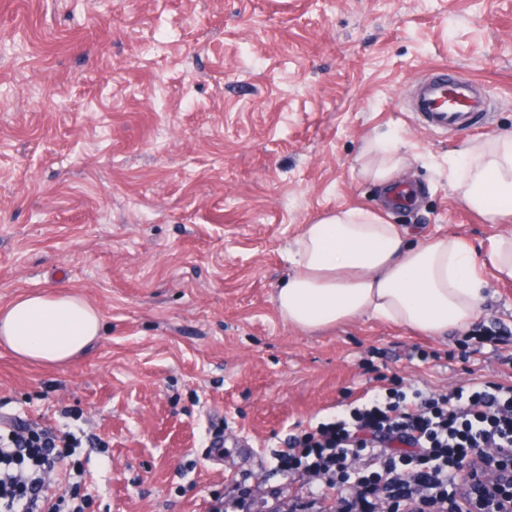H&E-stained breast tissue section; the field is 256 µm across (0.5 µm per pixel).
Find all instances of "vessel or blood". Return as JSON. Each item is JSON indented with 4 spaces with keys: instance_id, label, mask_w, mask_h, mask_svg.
<instances>
[{
    "instance_id": "vessel-or-blood-1",
    "label": "vessel or blood",
    "mask_w": 512,
    "mask_h": 512,
    "mask_svg": "<svg viewBox=\"0 0 512 512\" xmlns=\"http://www.w3.org/2000/svg\"><path fill=\"white\" fill-rule=\"evenodd\" d=\"M411 110L433 130L473 129L488 118L475 82L445 69L431 73L419 86Z\"/></svg>"
}]
</instances>
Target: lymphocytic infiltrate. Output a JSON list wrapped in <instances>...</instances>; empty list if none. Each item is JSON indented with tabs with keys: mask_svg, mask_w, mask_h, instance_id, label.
Masks as SVG:
<instances>
[{
	"mask_svg": "<svg viewBox=\"0 0 512 512\" xmlns=\"http://www.w3.org/2000/svg\"><path fill=\"white\" fill-rule=\"evenodd\" d=\"M71 433L33 430L17 416L0 418V512H84L53 495L44 471L65 459ZM512 462V383L474 382L449 391H373L348 419L321 423L275 451L272 475L336 491L338 512H448L471 491L461 467L479 470L486 449ZM361 468L349 473L347 459Z\"/></svg>",
	"mask_w": 512,
	"mask_h": 512,
	"instance_id": "1",
	"label": "lymphocytic infiltrate"
}]
</instances>
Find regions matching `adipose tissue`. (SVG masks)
<instances>
[{
	"instance_id": "obj_1",
	"label": "adipose tissue",
	"mask_w": 512,
	"mask_h": 512,
	"mask_svg": "<svg viewBox=\"0 0 512 512\" xmlns=\"http://www.w3.org/2000/svg\"><path fill=\"white\" fill-rule=\"evenodd\" d=\"M448 180L460 201L489 222L512 216V137L465 143ZM404 163L388 135L371 139L359 173L394 187ZM293 272L275 297L281 318L316 331L365 317L433 339L465 330L487 303L485 269L512 280V236L494 238L478 256L457 234H419L364 206L303 225L288 252ZM103 330L100 312L71 292L24 294L0 307V342L21 358L66 362Z\"/></svg>"
}]
</instances>
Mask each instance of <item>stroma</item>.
<instances>
[{
  "instance_id": "1",
  "label": "stroma",
  "mask_w": 512,
  "mask_h": 512,
  "mask_svg": "<svg viewBox=\"0 0 512 512\" xmlns=\"http://www.w3.org/2000/svg\"><path fill=\"white\" fill-rule=\"evenodd\" d=\"M448 67L484 89L488 125L414 120V87ZM382 133L418 191L390 223L481 252L512 233L448 184L465 141L512 135V0H0V305L75 291L104 325L60 365L0 350V412L104 442L77 449L80 480L61 464L60 493L208 512L367 390L512 377V336L280 318L302 225L380 202L357 168Z\"/></svg>"
}]
</instances>
